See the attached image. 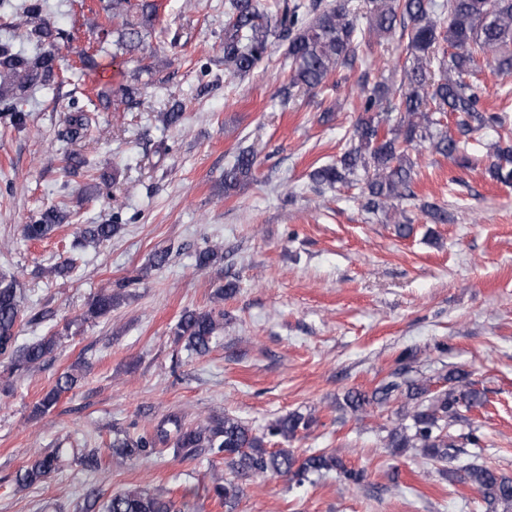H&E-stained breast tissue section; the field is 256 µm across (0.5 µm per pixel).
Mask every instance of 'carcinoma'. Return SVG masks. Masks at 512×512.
Here are the masks:
<instances>
[{"label": "carcinoma", "instance_id": "1", "mask_svg": "<svg viewBox=\"0 0 512 512\" xmlns=\"http://www.w3.org/2000/svg\"><path fill=\"white\" fill-rule=\"evenodd\" d=\"M41 0H30L20 8L15 28L25 29V37L34 43L29 53L14 47L12 40L0 42V121L14 128L26 124L27 114L15 100L33 88L50 85L60 69L58 39L43 17ZM104 10L118 21L112 31V58L138 50L144 35L153 28L156 7L149 0H106ZM224 23V71L244 76L268 55L272 39L288 42L286 60L289 83L282 89L283 100L293 92L310 93L325 84L333 72L353 67L361 45L371 46L370 36L383 37L401 26L396 50L405 56L403 78L397 88L379 82L361 95V112L349 137V147L335 163L318 167L310 174L318 186L357 185L362 207L371 212L397 209L415 199L412 190L415 163L410 151L429 144L435 153L461 167L470 164L471 140L476 131L503 124V117L482 108L474 77L480 56L492 55L495 70L512 73V0H292L276 5L273 20L260 21V0H228ZM366 19L367 27L358 25ZM455 116V130L445 129L444 119ZM95 123L94 114L74 107L58 133V140L69 146L62 153L67 168L88 166V161L71 146L87 136ZM257 156L250 147L238 150L234 164L224 171V193L253 177ZM495 181L512 183V144L494 145L493 161L486 169ZM435 224L448 223V211L434 203L420 207ZM68 214L60 208L46 210L33 224L24 226L26 239L40 241L66 223ZM121 227L87 224L79 231L80 242L99 244L108 241ZM222 258L220 248L207 247L197 252L196 266L207 269ZM120 304L115 293H100L92 298L85 318L110 315ZM20 295L14 279L0 276V360L12 370L27 369L52 356L57 349L54 336H44L25 346L17 344L16 325ZM219 322L209 311H186L177 324L175 335L185 347L197 354L210 351ZM416 352L400 354L396 367L379 387L370 393L350 391L346 405L355 413L383 407L400 397L412 402L404 418L388 431L386 447L396 454L410 448L433 463H445L461 452L459 440L482 447V436L475 428L456 439L450 429L468 418L465 413L482 407L486 398L475 387L469 374L450 370L442 375L448 388L431 390V379L408 378ZM80 375L75 369L62 373L55 387L34 406V413L45 414L57 404L61 393L72 389ZM315 423L312 416L293 412L277 419L267 432L258 434L237 417L211 416L204 422L185 424L184 416L173 413L153 426L151 434L112 441V453L125 458H146L170 439L173 426L174 447L188 452L206 450L221 456L224 464L238 475L265 478L291 476L299 481L312 475L334 471L350 484L363 480V472L347 468L335 453L324 449L297 457L288 448H271V439L285 442L297 437ZM63 451L59 448L38 453L17 473L16 484L28 488L61 470ZM459 479L476 487L486 500L512 507V478L486 465L471 464ZM214 495L224 501L227 512H234L241 489L231 479L213 487ZM162 495L142 489L118 490L101 505L103 512H185Z\"/></svg>", "mask_w": 512, "mask_h": 512}]
</instances>
